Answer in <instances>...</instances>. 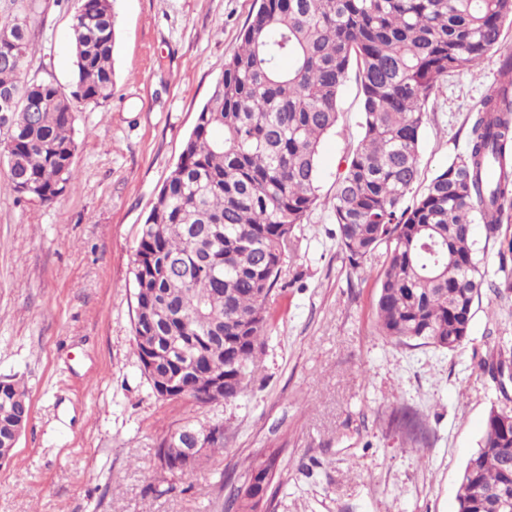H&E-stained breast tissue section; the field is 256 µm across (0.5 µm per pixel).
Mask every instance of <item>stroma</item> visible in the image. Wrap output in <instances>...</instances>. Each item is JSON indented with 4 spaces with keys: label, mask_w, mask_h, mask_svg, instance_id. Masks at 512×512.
Returning a JSON list of instances; mask_svg holds the SVG:
<instances>
[{
    "label": "stroma",
    "mask_w": 512,
    "mask_h": 512,
    "mask_svg": "<svg viewBox=\"0 0 512 512\" xmlns=\"http://www.w3.org/2000/svg\"><path fill=\"white\" fill-rule=\"evenodd\" d=\"M27 77L73 82L72 10L42 0ZM115 85L73 124L75 189L18 200L0 163V379L30 421L0 466V512H225L247 461L281 449L271 512H457L464 464L500 394L474 354L512 343V292L484 290L455 353L377 330V250L351 268L327 200L362 136L348 77L319 154L318 205L296 225L267 306L264 352L235 401L157 399L133 334L140 229L203 104L240 45L253 0H116ZM498 74L449 75L421 132L430 178L468 146ZM223 423L224 448L188 478L161 473L160 439L184 419Z\"/></svg>",
    "instance_id": "stroma-1"
}]
</instances>
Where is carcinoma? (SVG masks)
I'll return each mask as SVG.
<instances>
[{
  "instance_id": "1",
  "label": "carcinoma",
  "mask_w": 512,
  "mask_h": 512,
  "mask_svg": "<svg viewBox=\"0 0 512 512\" xmlns=\"http://www.w3.org/2000/svg\"><path fill=\"white\" fill-rule=\"evenodd\" d=\"M3 2L0 103L13 106L0 122V146L18 197L49 205L76 186L77 105L112 97L113 0H80L67 94L26 78L41 0ZM257 2L142 224L133 261L136 353L145 341L170 350L156 373H181L182 397L199 406L233 401L251 380L294 226L318 201L319 148L338 121L351 65L364 136L343 159L328 204L352 268L386 248L376 304L383 336L463 348L486 283L472 224L480 220L495 241L512 222V51L503 46L512 0ZM490 52L500 53L498 79L481 100L466 153L413 193L421 131L440 84L475 73ZM511 365L505 343L477 361L493 380ZM215 377L224 378V392L201 397ZM28 410L23 385H0V448L24 431ZM177 428L179 443L165 435L156 455L185 477L215 449L175 469L198 426L186 420ZM506 485L512 407L504 402L490 407L463 468L457 512H498L496 493Z\"/></svg>"
}]
</instances>
